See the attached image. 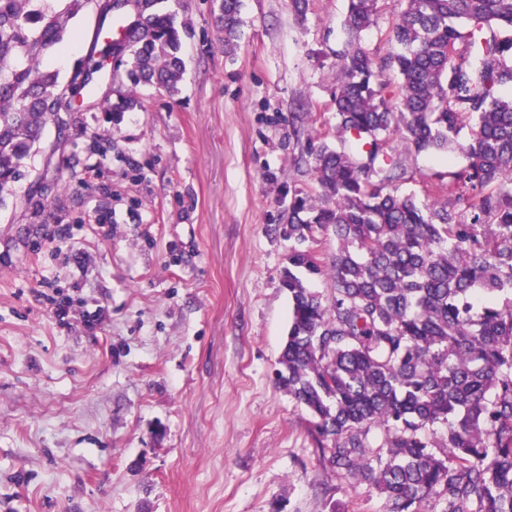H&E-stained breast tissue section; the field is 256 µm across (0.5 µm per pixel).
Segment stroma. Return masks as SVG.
<instances>
[{
	"label": "stroma",
	"mask_w": 512,
	"mask_h": 512,
	"mask_svg": "<svg viewBox=\"0 0 512 512\" xmlns=\"http://www.w3.org/2000/svg\"><path fill=\"white\" fill-rule=\"evenodd\" d=\"M346 6L242 0L229 52L210 0H181L177 96L138 86L110 123L103 80L64 138L46 127L55 156L0 203V512H382L274 379L291 301L272 218L283 190H318L298 159L336 137ZM378 7L362 42L381 57L399 5Z\"/></svg>",
	"instance_id": "obj_1"
}]
</instances>
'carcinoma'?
Listing matches in <instances>:
<instances>
[{
	"mask_svg": "<svg viewBox=\"0 0 512 512\" xmlns=\"http://www.w3.org/2000/svg\"><path fill=\"white\" fill-rule=\"evenodd\" d=\"M160 3L116 14L132 32L119 59L96 41L64 77L44 62L112 0H0V202L49 119L66 125L106 66L120 99L108 117L137 107L140 85L179 93L186 26ZM239 11L213 0L227 50ZM377 11L348 0L331 91L339 144L308 151L319 192L279 201L292 309L275 378L336 477L376 489L383 512H512V0H404L398 49L380 58L362 45ZM432 152L463 163L428 176L425 203L398 193L411 155ZM328 234L326 263L316 246Z\"/></svg>",
	"mask_w": 512,
	"mask_h": 512,
	"instance_id": "carcinoma-1",
	"label": "carcinoma"
}]
</instances>
